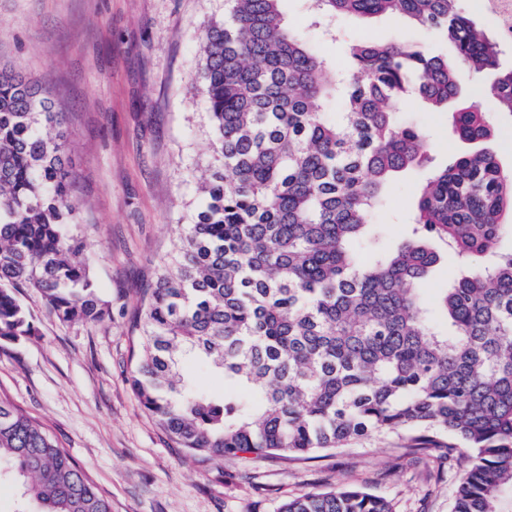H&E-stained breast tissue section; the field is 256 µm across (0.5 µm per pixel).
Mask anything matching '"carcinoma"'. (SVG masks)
Masks as SVG:
<instances>
[{
  "instance_id": "carcinoma-1",
  "label": "carcinoma",
  "mask_w": 512,
  "mask_h": 512,
  "mask_svg": "<svg viewBox=\"0 0 512 512\" xmlns=\"http://www.w3.org/2000/svg\"><path fill=\"white\" fill-rule=\"evenodd\" d=\"M199 38L213 162L201 204L144 294L132 384L176 444L204 459L309 458L361 437L462 460L453 512H512V169L493 148L490 95L512 118V69L461 0H310L327 20L405 17L454 58L359 40L337 66L288 27L281 0H228ZM410 98L451 111L453 146L419 188L409 237L364 257L371 215L401 174L431 162ZM64 113L48 85L0 67V340L35 335L18 289L65 324L110 316L70 232L76 206ZM458 275L432 303L424 284ZM441 314L447 328L435 324ZM202 362L221 379L198 385ZM20 512H111L15 406L0 401V484ZM277 512H392L339 485Z\"/></svg>"
}]
</instances>
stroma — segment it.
Segmentation results:
<instances>
[{
	"mask_svg": "<svg viewBox=\"0 0 512 512\" xmlns=\"http://www.w3.org/2000/svg\"><path fill=\"white\" fill-rule=\"evenodd\" d=\"M512 64V16L497 0H464ZM224 0H0V66L47 82L65 114V149L84 246L111 316L59 322L38 292L20 291L36 334L0 342V400L37 421L75 460L112 512H276L287 497L347 483L389 499L394 512H451L461 461L429 462L398 438L360 439L310 461L227 456L200 461L142 408L130 383L134 320L145 288L175 251L200 204L196 176L211 160L204 97L194 89L198 37L224 19ZM340 60L357 39L431 35L406 20L336 19ZM401 118L421 127L443 163L448 116L415 99ZM424 178H401L372 216L378 248L408 234L405 216Z\"/></svg>",
	"mask_w": 512,
	"mask_h": 512,
	"instance_id": "1",
	"label": "stroma"
}]
</instances>
